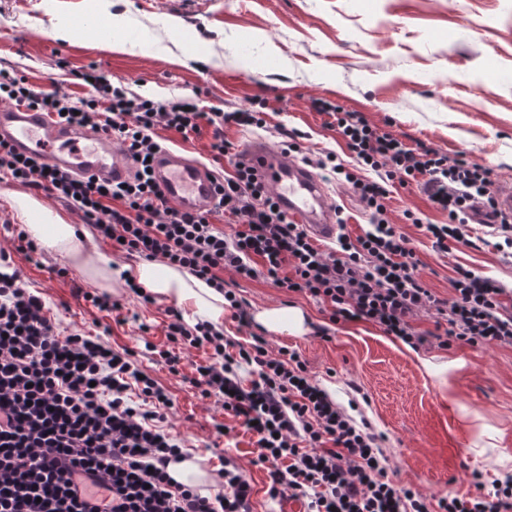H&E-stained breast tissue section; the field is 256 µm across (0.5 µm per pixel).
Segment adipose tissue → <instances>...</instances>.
I'll return each mask as SVG.
<instances>
[{"label":"adipose tissue","mask_w":512,"mask_h":512,"mask_svg":"<svg viewBox=\"0 0 512 512\" xmlns=\"http://www.w3.org/2000/svg\"><path fill=\"white\" fill-rule=\"evenodd\" d=\"M20 210L28 219L25 226L28 235L47 251L62 255L85 272L116 286L123 288L134 283L155 296L175 301L184 309L189 324L208 322L217 327L223 326V293L187 269L158 260L112 263L100 251L92 234H76L68 224L32 223L31 217L38 211L35 204H21ZM254 319L273 333L299 336L306 331V316L297 307H264L256 311Z\"/></svg>","instance_id":"ef3b65f1"}]
</instances>
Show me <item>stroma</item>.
<instances>
[{"label":"stroma","mask_w":512,"mask_h":512,"mask_svg":"<svg viewBox=\"0 0 512 512\" xmlns=\"http://www.w3.org/2000/svg\"><path fill=\"white\" fill-rule=\"evenodd\" d=\"M78 17L88 28L75 27ZM58 25L69 27L68 38L54 34ZM92 65L156 101L195 97L204 108L223 110L265 102L264 127L225 129L239 152L254 139L283 148L285 132L295 130L302 152L348 161L332 117L312 108L323 99L361 113L408 146L424 144L489 167L499 190L512 192V0H115L110 7L103 0H0V68L24 75L36 90L79 98L86 90L74 74ZM156 134L214 172L233 170L231 158L212 161L210 130L186 141L162 127ZM20 194L38 200L51 223L85 225L67 202L8 178H0V223L23 224L14 208ZM408 210L423 225L407 221ZM389 217L415 248L419 272L438 297H450L459 267L512 289V257L494 245L433 250L424 225L448 217L416 187L394 186ZM0 247L11 250L16 268L62 326L100 324L114 349L138 352V365L173 401L167 431L211 468H219L220 457L233 459L252 486V512H288L287 501L270 498L266 469L252 463V434L192 385L194 366L207 352H184L177 375L141 357L144 340L165 344L169 301L146 305L124 288L123 312H102L73 294L78 286L95 289L91 278L75 268L66 278L52 274L62 258L28 257L1 233ZM224 278L250 310L298 306L311 327L327 323L313 299L260 279L229 272ZM144 324L149 334H142ZM330 334L266 338L270 350L297 349L335 402L358 408L385 435L388 479L430 497H467L476 482L512 473V346L412 352L368 322H341ZM421 356L464 360L449 376L451 391L418 364ZM362 394L367 402H359ZM220 424L228 435L217 433ZM485 425L497 431L493 444L480 435Z\"/></svg>","instance_id":"1"}]
</instances>
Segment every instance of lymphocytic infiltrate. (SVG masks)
Listing matches in <instances>:
<instances>
[{
  "label": "lymphocytic infiltrate",
  "instance_id": "lymphocytic-infiltrate-1",
  "mask_svg": "<svg viewBox=\"0 0 512 512\" xmlns=\"http://www.w3.org/2000/svg\"><path fill=\"white\" fill-rule=\"evenodd\" d=\"M79 78L91 92L76 99L38 92L0 69V102L24 103L112 135L136 161L134 177L105 185L66 176L1 141L0 174L71 203L114 250L188 269L223 290L234 318L251 332L248 341L231 340L205 323L188 325L174 310L165 345L148 341L144 348L174 374L182 352L210 350L209 359L196 364L192 383L250 429L269 495L306 499L307 512H512V474L495 480L490 492L434 503L388 480L382 435L340 408L297 352L270 354L264 334L252 329L246 302L224 286L229 271L310 296L328 314V325L314 330L324 338L329 324L363 321L415 347L512 346L506 288L460 268L451 297H437L418 273L408 238L388 219L391 186L413 184L448 216L447 223L425 227L433 249L445 253L451 244H471L467 207L473 200L494 205L492 170L423 144L407 147L360 113L313 101L316 111L334 117L358 168L379 174L362 178L332 153L306 158L326 179L348 184L370 216L363 235H341L337 251L327 254L243 165H235L218 189L222 229L209 215L169 207L155 183V127L185 139L210 129V154L219 162L233 149L225 127L262 126L253 106L206 112L191 98L161 102L129 93L92 69ZM422 311L445 321L444 332L418 331L414 318ZM243 367L250 383L240 378ZM169 405L131 351L114 350L99 333L60 328L0 250V512H250L251 484L231 460L218 469L213 494L170 477L167 468L184 458L185 443L163 427Z\"/></svg>",
  "mask_w": 512,
  "mask_h": 512
}]
</instances>
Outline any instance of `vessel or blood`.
I'll use <instances>...</instances> for the list:
<instances>
[{"mask_svg":"<svg viewBox=\"0 0 512 512\" xmlns=\"http://www.w3.org/2000/svg\"><path fill=\"white\" fill-rule=\"evenodd\" d=\"M0 140L17 154L41 155L60 173L91 177L100 183L125 181L136 167L106 133L70 126L25 105L0 107ZM239 160L254 168L263 184L272 189L291 222L302 225L317 239H335L340 229L337 207L329 189L307 166L262 141L247 145ZM153 170L170 207L197 214L215 205L216 175L196 159L163 149L154 158ZM469 215L475 224H493L498 217H511L512 194H498L492 210L474 204Z\"/></svg>","mask_w":512,"mask_h":512,"instance_id":"1","label":"vessel or blood"}]
</instances>
